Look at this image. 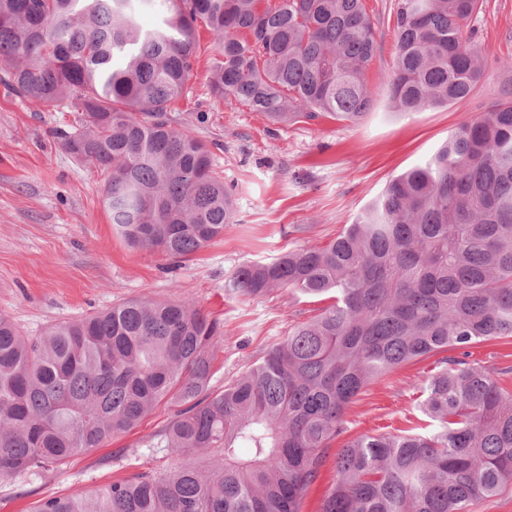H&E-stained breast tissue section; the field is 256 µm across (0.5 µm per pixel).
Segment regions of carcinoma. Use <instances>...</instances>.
<instances>
[{"label":"carcinoma","instance_id":"obj_1","mask_svg":"<svg viewBox=\"0 0 512 512\" xmlns=\"http://www.w3.org/2000/svg\"><path fill=\"white\" fill-rule=\"evenodd\" d=\"M155 22L144 26L139 8ZM480 0H397L388 76L397 112L462 101L484 80L463 27ZM217 44L215 96L275 123L371 109L377 50L365 0H0L6 86L77 112L61 150L104 179L112 229L184 259L224 235L235 205L206 144L171 125L196 58ZM332 300L215 391L220 324L181 301L129 300L24 335L0 314V480L57 469L177 407L150 442L175 464L32 512H299L364 388L434 359L428 430L364 435L336 459L322 512H469L512 489V392L466 348L512 340V99L459 126L392 178L337 238L241 266L229 289ZM462 351V357L447 352ZM206 454L205 466L186 460Z\"/></svg>","mask_w":512,"mask_h":512}]
</instances>
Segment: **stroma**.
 <instances>
[{"mask_svg": "<svg viewBox=\"0 0 512 512\" xmlns=\"http://www.w3.org/2000/svg\"><path fill=\"white\" fill-rule=\"evenodd\" d=\"M395 0H366L377 51L366 74L371 110L357 123L323 117L288 124L211 95L208 71L217 56L198 26V63L169 117L203 141L235 197L236 221L190 258L129 246L112 230L103 179L74 164L55 138L75 114L20 98L0 82V313L22 331L105 310L131 299L187 301L218 320L224 343L211 387L223 389L324 303L289 288L246 298L227 283L241 266L288 250L322 247L379 195L389 180L428 158L460 125L491 111L512 89V0H484L465 34L486 62L483 83L467 99L408 115L393 113L385 75L395 52ZM469 362L497 369L512 391V342L473 344ZM432 360L405 365L369 385L344 414L343 432L327 450L300 512H321L336 483V454L361 435L400 434L421 425L416 407ZM174 413L160 404L132 431L74 456L40 477L0 481V512H30L46 497L93 491L112 481L161 471L169 457L150 440Z\"/></svg>", "mask_w": 512, "mask_h": 512, "instance_id": "obj_1", "label": "stroma"}]
</instances>
